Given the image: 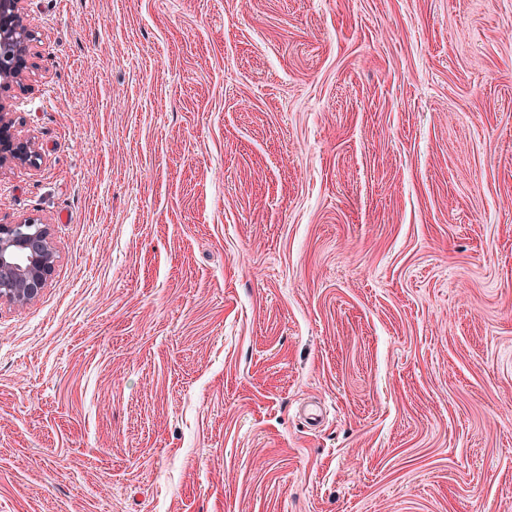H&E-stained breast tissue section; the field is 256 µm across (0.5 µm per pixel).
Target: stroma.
Masks as SVG:
<instances>
[{
  "mask_svg": "<svg viewBox=\"0 0 512 512\" xmlns=\"http://www.w3.org/2000/svg\"><path fill=\"white\" fill-rule=\"evenodd\" d=\"M24 8L0 512H512V0ZM55 262L49 224L30 216L0 224V302H33L47 287Z\"/></svg>",
  "mask_w": 512,
  "mask_h": 512,
  "instance_id": "1",
  "label": "stroma"
}]
</instances>
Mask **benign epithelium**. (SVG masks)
I'll return each instance as SVG.
<instances>
[{
	"label": "benign epithelium",
	"instance_id": "1",
	"mask_svg": "<svg viewBox=\"0 0 512 512\" xmlns=\"http://www.w3.org/2000/svg\"><path fill=\"white\" fill-rule=\"evenodd\" d=\"M25 0H0V89L17 83L27 70L33 34L25 22ZM38 151L22 137L0 101V167L36 165ZM56 262L50 227L34 217L0 224V301L24 305L47 287Z\"/></svg>",
	"mask_w": 512,
	"mask_h": 512
}]
</instances>
